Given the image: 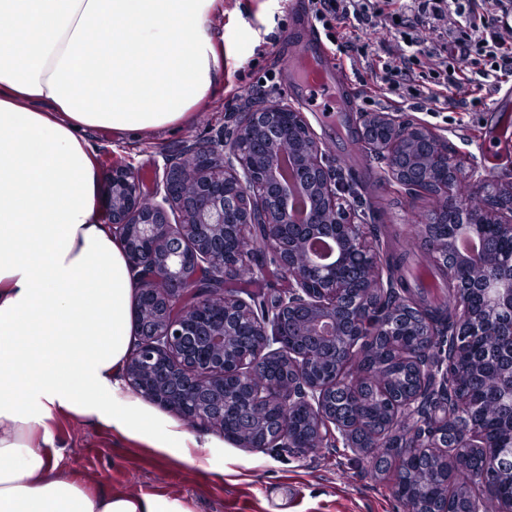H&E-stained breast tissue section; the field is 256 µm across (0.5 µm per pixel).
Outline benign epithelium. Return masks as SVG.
Here are the masks:
<instances>
[{
  "label": "benign epithelium",
  "mask_w": 512,
  "mask_h": 512,
  "mask_svg": "<svg viewBox=\"0 0 512 512\" xmlns=\"http://www.w3.org/2000/svg\"><path fill=\"white\" fill-rule=\"evenodd\" d=\"M366 122L393 130L385 143L364 141L372 152L390 153L402 148L406 138L439 140L430 128L398 121L389 113H376ZM214 146L185 144L167 159L163 176L155 179L156 203L146 202L138 171L129 162L107 166L103 173L105 222L126 248L132 268L151 269L154 275L139 283V293L148 297L153 318L137 321L139 342L126 364L125 375L132 389L164 410L192 423L220 425L216 416L224 413V382L232 380L251 387V411L277 406V438L299 452L323 447L325 441L341 437L346 446L358 448L354 437L360 419L338 420L327 412L331 392L344 389L357 392L359 383L369 378L367 366L352 364L355 354L375 333L392 332L396 326L393 311L372 305L370 289L382 287V279L358 283L337 274L348 258L356 257L368 269L378 266L376 250L356 233L351 210L342 205L347 188L336 181V162L327 158L319 141L301 113L286 106H259L251 112H232ZM437 177L427 180L423 195L438 201L437 210L448 214L453 234L482 235L491 225L501 238L512 240V187L491 186L486 181L473 185L475 194L489 200L475 212L462 198L448 191V180H459L461 172L452 151L444 147L432 158ZM304 193L311 205L307 211L291 210V200ZM181 213L173 224L168 211ZM237 225L238 235L250 224L264 225V242L275 252L288 275V295L280 301V313L251 318L256 343L253 355L244 360L228 356V344L245 311L253 310L247 301L224 292V280L234 274L249 255L224 251L226 225ZM302 229L304 240L315 235L335 239L338 257L329 264L313 261L288 242V225ZM217 269L214 280L219 288L200 286L204 266ZM491 273L481 282L459 278L453 288L461 298L481 288L486 312L481 317L465 314L456 323L452 336L455 352L495 330L512 339V319L504 320L502 310H512V253L494 257ZM298 308L304 314V335L325 343L345 345L339 372L325 379H303L297 385L260 378L267 364L277 360L301 374L316 360L310 352L288 342L294 327L288 311ZM418 393L411 392L394 405L391 426L413 413ZM297 402L311 416L316 433L313 443L293 440L288 433V404ZM475 405L463 399L458 403L456 442L425 444L440 448L456 460L460 448L478 450L487 446L482 429L468 415Z\"/></svg>",
  "instance_id": "obj_1"
}]
</instances>
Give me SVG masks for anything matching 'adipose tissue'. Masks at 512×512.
Instances as JSON below:
<instances>
[{
	"instance_id": "1",
	"label": "adipose tissue",
	"mask_w": 512,
	"mask_h": 512,
	"mask_svg": "<svg viewBox=\"0 0 512 512\" xmlns=\"http://www.w3.org/2000/svg\"><path fill=\"white\" fill-rule=\"evenodd\" d=\"M223 0H0V512H190L89 493L53 451L57 415L157 448L194 439L121 379L137 285L103 219L90 135L191 121L219 82Z\"/></svg>"
}]
</instances>
